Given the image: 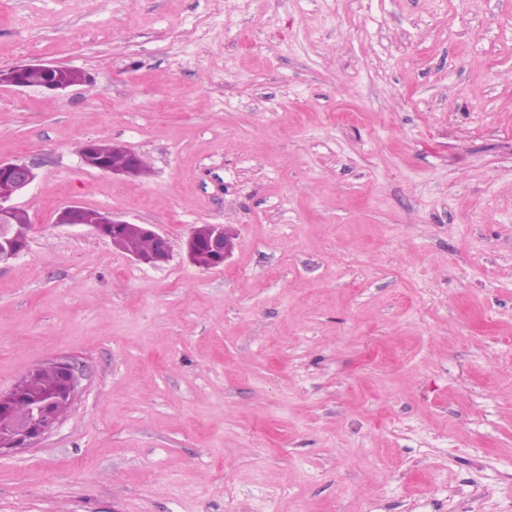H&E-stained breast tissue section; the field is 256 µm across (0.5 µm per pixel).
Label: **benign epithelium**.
<instances>
[{"mask_svg": "<svg viewBox=\"0 0 512 512\" xmlns=\"http://www.w3.org/2000/svg\"><path fill=\"white\" fill-rule=\"evenodd\" d=\"M67 67L55 63H20L0 67V87L35 88L62 93L73 87L65 76ZM112 151L127 156L124 165L113 166L99 155L95 141L86 142L79 150L80 159L87 167L114 176L135 177L144 173L140 158L125 145L112 143ZM36 179L34 165L21 160H0V264L17 258L26 245L15 242L12 224L21 207L15 199L24 193ZM55 223L69 226H85L96 235L116 244L122 241L125 229L131 222L106 211L95 215L85 213L84 207L71 203L61 207ZM141 235L154 243L142 252L138 249L125 251L135 262L152 267L170 260L172 249L169 239L155 230L151 224L137 225ZM234 234L223 224H208L202 233L193 229L185 243L188 260L195 266L211 270L224 266L234 250ZM59 380L48 392L36 396L22 392L23 384L17 383L9 390H0V455L23 450L36 445L59 428L62 414L59 405L71 406L79 391V375L76 367L66 358L52 360Z\"/></svg>", "mask_w": 512, "mask_h": 512, "instance_id": "7a95c632", "label": "benign epithelium"}]
</instances>
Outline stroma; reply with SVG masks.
Here are the masks:
<instances>
[{
    "label": "stroma",
    "instance_id": "1",
    "mask_svg": "<svg viewBox=\"0 0 512 512\" xmlns=\"http://www.w3.org/2000/svg\"><path fill=\"white\" fill-rule=\"evenodd\" d=\"M22 61L91 80L0 87V160L37 173L0 389L67 357L80 390L0 457V512H512V0H0ZM97 142L101 150L108 154L111 164L120 166L110 165L103 156L99 155L94 140L87 141L79 150L80 159L85 166L115 176L135 177L144 173L141 164L146 168V161L140 160L139 156L132 153L125 145L105 140H97ZM113 152L122 155H112ZM124 155L127 156L128 162L122 165L125 162ZM55 221L57 224L88 227L99 237L112 240L114 246L122 241L125 229L128 226L134 225L139 228L144 238L155 243V245L146 252L133 248L124 251L132 260L142 265L156 267L167 263L172 256L169 239L156 231L151 224H133L114 214L101 210H98V213L95 215H87L84 206L78 203H71L61 207L56 213ZM206 230L195 227L185 243L188 260L196 267L211 270L223 267L234 250V234L223 224H204ZM201 259L204 262H201Z\"/></svg>",
    "mask_w": 512,
    "mask_h": 512
}]
</instances>
